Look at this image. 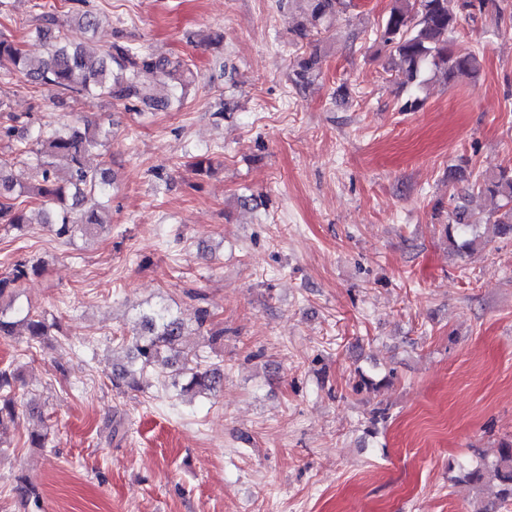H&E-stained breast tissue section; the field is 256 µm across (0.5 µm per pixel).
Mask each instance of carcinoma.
Here are the masks:
<instances>
[{
	"label": "carcinoma",
	"mask_w": 512,
	"mask_h": 512,
	"mask_svg": "<svg viewBox=\"0 0 512 512\" xmlns=\"http://www.w3.org/2000/svg\"><path fill=\"white\" fill-rule=\"evenodd\" d=\"M306 2L310 20L316 26L331 20L346 6V0ZM493 6L495 0H392L375 36L398 60L396 79L402 84L420 85L428 69L447 81L474 77L480 70L478 54L454 51L452 37L463 21L472 20ZM36 33L46 43V57L41 60L27 57L15 41L0 34L4 74L20 72L66 98L106 97L127 107L142 103L167 108L171 102L151 96L153 83L164 77L171 83L174 103L180 106L187 98L193 72L183 60L158 58L138 46L118 42L94 57L74 41L51 36L47 26L37 27ZM320 63L321 57L315 52L301 58L294 70V82L310 79ZM8 120L10 124L0 126V138L19 136L16 153L35 160L34 177L29 184L16 185L8 163L0 158V224L25 230L32 223L28 205L34 204L40 223L57 239L72 242L98 236L108 224L102 213L112 201V180L107 171L89 166L87 158L106 146L108 133L88 118L59 125L45 122L35 128L29 120L20 121L18 115L10 114ZM61 170L65 172L62 181L58 179ZM474 194L501 201L483 222L467 204L468 197ZM482 224L491 229L494 238H512L511 166L472 177L465 195L457 197L448 210V247L459 255L476 249L483 243V236L478 233ZM41 270L38 263L18 259L8 274L0 276V336L23 334L28 341L39 342L56 326L45 312L20 301L21 283ZM187 335L181 318L165 307L152 309L140 316L139 330L133 333L127 357L132 363H140L143 370L152 368L168 374L182 393L214 394L223 386L224 369L218 365L203 370L187 367L183 350ZM18 379V369L0 368V429L17 415ZM458 468L470 483L480 484L486 477H493L499 505L512 504L511 441L500 443L494 461L476 465L464 461ZM16 492L31 512H40V494L35 488L19 479Z\"/></svg>",
	"instance_id": "carcinoma-1"
}]
</instances>
